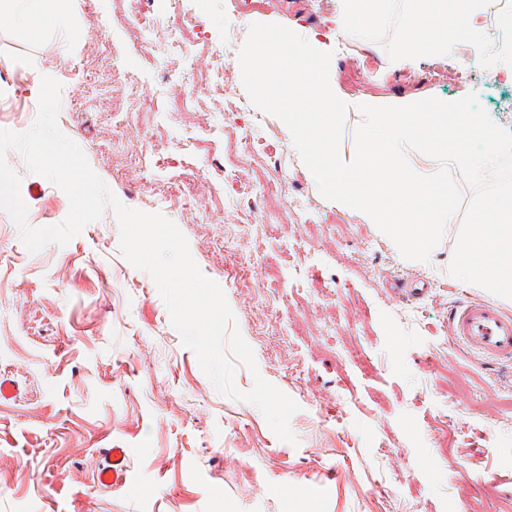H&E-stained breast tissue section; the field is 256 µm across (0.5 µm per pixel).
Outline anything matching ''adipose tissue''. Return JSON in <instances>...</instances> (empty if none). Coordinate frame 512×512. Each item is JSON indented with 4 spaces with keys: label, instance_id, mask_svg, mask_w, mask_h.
<instances>
[{
    "label": "adipose tissue",
    "instance_id": "1",
    "mask_svg": "<svg viewBox=\"0 0 512 512\" xmlns=\"http://www.w3.org/2000/svg\"><path fill=\"white\" fill-rule=\"evenodd\" d=\"M384 0H343L338 30L347 38L371 32ZM69 0H0V21L34 34L42 26L67 22ZM500 19L488 0H407L400 54L406 59L432 56L447 44L469 49L486 44Z\"/></svg>",
    "mask_w": 512,
    "mask_h": 512
}]
</instances>
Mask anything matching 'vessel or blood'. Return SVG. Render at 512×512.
Here are the masks:
<instances>
[{"mask_svg": "<svg viewBox=\"0 0 512 512\" xmlns=\"http://www.w3.org/2000/svg\"><path fill=\"white\" fill-rule=\"evenodd\" d=\"M448 332L483 363L512 361V317L494 302L471 299L455 306L448 314ZM109 454L111 463L99 473V481L106 485L125 482L127 449L113 448Z\"/></svg>", "mask_w": 512, "mask_h": 512, "instance_id": "vessel-or-blood-1", "label": "vessel or blood"}]
</instances>
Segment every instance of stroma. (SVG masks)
I'll return each instance as SVG.
<instances>
[{"instance_id":"stroma-1","label":"stroma","mask_w":512,"mask_h":512,"mask_svg":"<svg viewBox=\"0 0 512 512\" xmlns=\"http://www.w3.org/2000/svg\"><path fill=\"white\" fill-rule=\"evenodd\" d=\"M403 0L373 33L336 31L337 0H71L67 23L25 36L0 23V129L30 128L35 74L62 85L59 130L126 206L161 213L217 282L258 375L299 406L297 442L254 404L217 391L185 346L151 276L131 265L112 210L68 244L36 253L0 210V512H512V364H478L448 343L458 296L445 233L429 266L402 261L376 225L325 199L287 126L256 108L238 61L250 24L278 23L331 51L355 150L361 104L475 93L512 130V81H489L484 47L398 63ZM190 57H169L180 14ZM223 76L235 111H169L186 71ZM27 221L61 223L66 194L21 154ZM282 169L284 200L250 195ZM421 297L402 300L397 282ZM254 374V375H257ZM253 374L238 368L239 390ZM128 451L125 483L96 473Z\"/></svg>"}]
</instances>
